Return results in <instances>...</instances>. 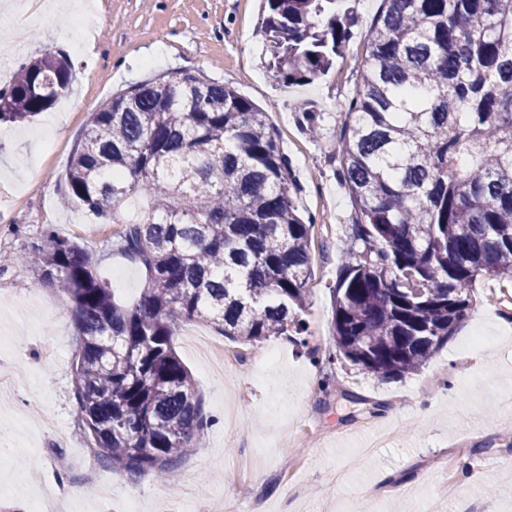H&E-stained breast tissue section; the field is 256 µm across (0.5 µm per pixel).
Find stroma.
Listing matches in <instances>:
<instances>
[{
  "label": "stroma",
  "mask_w": 512,
  "mask_h": 512,
  "mask_svg": "<svg viewBox=\"0 0 512 512\" xmlns=\"http://www.w3.org/2000/svg\"><path fill=\"white\" fill-rule=\"evenodd\" d=\"M0 0V30L25 26L22 49L5 45L0 62L18 69L46 48L67 55L73 84L65 99L27 124L0 125V251L19 253L45 226L87 247L120 302L137 301L144 267L106 248L119 227L68 203L66 173L92 112L130 86L182 71L236 88L265 109L291 160L300 214L311 222V277L305 319L319 356L274 338L280 362L254 383L261 346L233 344L237 361L215 378L177 336L214 424L169 478L98 465L86 477L87 440L76 417L75 331L58 286L19 267L0 273V512H28L66 496L68 512H512V428L493 396L512 397V314L484 309L492 280L473 285V310L419 371L385 382L348 363H326L332 345L330 287L354 209L339 173L336 141L344 107L380 0H348L353 39L328 75L281 88L263 65L256 32L262 0H84L85 10L54 0L20 21ZM319 114L310 136L302 110ZM489 343L472 363L457 356L476 334ZM329 378L331 389L318 381ZM192 497H184L185 485ZM113 486L111 499L100 486Z\"/></svg>",
  "instance_id": "35a3bbf8"
}]
</instances>
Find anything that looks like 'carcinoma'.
<instances>
[{"label": "carcinoma", "mask_w": 512, "mask_h": 512, "mask_svg": "<svg viewBox=\"0 0 512 512\" xmlns=\"http://www.w3.org/2000/svg\"><path fill=\"white\" fill-rule=\"evenodd\" d=\"M271 78L325 76L353 39L345 0H263ZM337 143L355 217L330 287L338 356L382 380L412 374L469 318L472 286L512 282V0H381ZM48 50L0 87V124L66 95ZM67 196L123 225L146 271L118 303L87 249L48 226L5 260L60 284L75 326L77 422L98 458L163 479L212 423L174 340L205 321L243 344H308L312 225L267 113L190 71L131 87L91 113ZM150 202L141 218L119 205Z\"/></svg>", "instance_id": "1"}]
</instances>
